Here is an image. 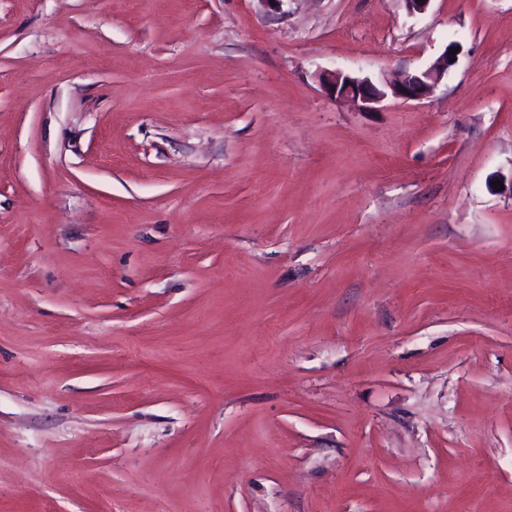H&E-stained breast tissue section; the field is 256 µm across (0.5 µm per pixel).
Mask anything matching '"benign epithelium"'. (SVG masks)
<instances>
[{
    "mask_svg": "<svg viewBox=\"0 0 512 512\" xmlns=\"http://www.w3.org/2000/svg\"><path fill=\"white\" fill-rule=\"evenodd\" d=\"M454 59L456 56L446 50L427 69L406 73L396 81H374L369 77L353 76L342 70L325 71L320 74L319 79L328 96L351 100L360 109L372 112L377 104L389 96L404 101L428 97L453 66Z\"/></svg>",
    "mask_w": 512,
    "mask_h": 512,
    "instance_id": "benign-epithelium-1",
    "label": "benign epithelium"
}]
</instances>
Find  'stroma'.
Segmentation results:
<instances>
[{"label":"stroma","instance_id":"obj_1","mask_svg":"<svg viewBox=\"0 0 512 512\" xmlns=\"http://www.w3.org/2000/svg\"><path fill=\"white\" fill-rule=\"evenodd\" d=\"M509 181L512 0H0V512H512ZM455 48L459 46L454 44L449 49ZM449 49L447 47L427 69L406 73L396 81H374L369 77L353 76L342 70L325 71L320 74L319 79L328 96L336 100H351L363 111L372 112L388 96L404 101L428 97L456 61L458 51L451 55Z\"/></svg>","mask_w":512,"mask_h":512}]
</instances>
